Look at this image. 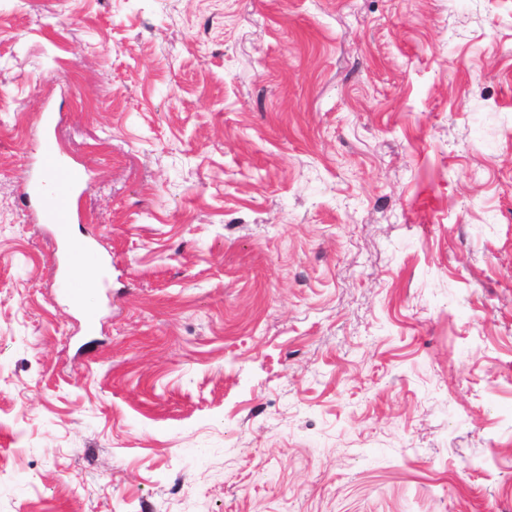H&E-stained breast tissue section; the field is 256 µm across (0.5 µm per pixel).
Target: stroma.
I'll list each match as a JSON object with an SVG mask.
<instances>
[{"mask_svg": "<svg viewBox=\"0 0 512 512\" xmlns=\"http://www.w3.org/2000/svg\"><path fill=\"white\" fill-rule=\"evenodd\" d=\"M0 512H512V0H0ZM40 179L30 182L22 188V198L38 202L33 212L37 224H51L57 238L64 244L65 259L76 262L80 258L89 260L86 273L88 287L97 288L101 284V264L93 255L87 235L78 236L72 232L71 224L79 219L75 201L85 192L83 175L75 168L65 165L59 157L52 138L46 137L42 154L37 161ZM50 186V196L44 194V187Z\"/></svg>", "mask_w": 512, "mask_h": 512, "instance_id": "obj_1", "label": "stroma"}]
</instances>
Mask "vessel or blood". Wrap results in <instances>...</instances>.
<instances>
[{
  "mask_svg": "<svg viewBox=\"0 0 512 512\" xmlns=\"http://www.w3.org/2000/svg\"><path fill=\"white\" fill-rule=\"evenodd\" d=\"M40 179L24 185L21 195L24 201H37L33 220L38 224L52 225L54 233L65 247L66 260L88 259L86 273L89 287L101 284V264L94 258L88 241L75 235L72 226L79 218L76 200L83 194V175L65 165L59 157L53 139H46L37 162Z\"/></svg>",
  "mask_w": 512,
  "mask_h": 512,
  "instance_id": "b4317fda",
  "label": "vessel or blood"
}]
</instances>
